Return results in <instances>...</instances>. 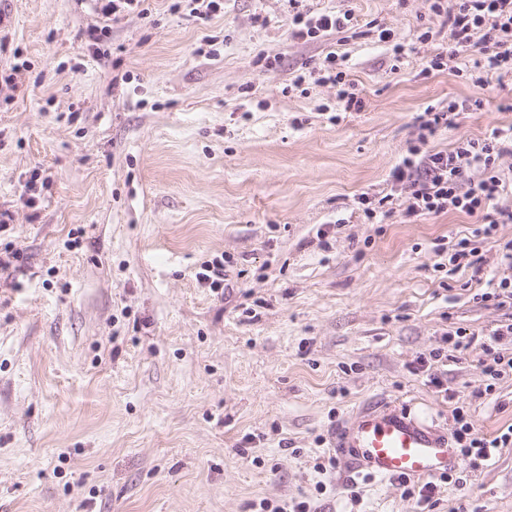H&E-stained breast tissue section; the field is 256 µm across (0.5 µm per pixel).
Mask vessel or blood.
<instances>
[{
	"mask_svg": "<svg viewBox=\"0 0 512 512\" xmlns=\"http://www.w3.org/2000/svg\"><path fill=\"white\" fill-rule=\"evenodd\" d=\"M333 447L349 472L381 481L419 480L458 464L448 435L410 419L393 405L368 408L333 431Z\"/></svg>",
	"mask_w": 512,
	"mask_h": 512,
	"instance_id": "obj_1",
	"label": "vessel or blood"
}]
</instances>
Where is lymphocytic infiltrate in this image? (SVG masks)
<instances>
[{
  "instance_id": "f902f5d3",
  "label": "lymphocytic infiltrate",
  "mask_w": 512,
  "mask_h": 512,
  "mask_svg": "<svg viewBox=\"0 0 512 512\" xmlns=\"http://www.w3.org/2000/svg\"><path fill=\"white\" fill-rule=\"evenodd\" d=\"M431 13L445 15L451 30L453 48L441 52L428 62L427 71H440L448 63L472 48H479L483 62L477 69H458V76L471 78L485 85L492 79L512 74V0H426ZM290 38L315 37L318 33L342 32L351 21L350 13L321 15L311 21L306 17L300 0H288ZM339 87L341 108L358 112L363 100L352 92L347 78L346 59L329 53L299 74L297 83H305L308 75ZM478 99H454L442 111L426 109L420 117L415 143L396 166L392 179L408 193L406 217L463 213L481 219L484 238H495L497 227L512 223V207L502 205L503 197L512 196V175L501 165L504 156L512 155V127L494 129L483 139L461 138L446 151L429 149L428 142L440 124L449 116L481 109ZM453 436L459 453L470 467L476 468L501 449L512 447V431L494 438L476 434L464 413H456Z\"/></svg>"
}]
</instances>
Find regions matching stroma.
I'll return each mask as SVG.
<instances>
[{"label": "stroma", "mask_w": 512, "mask_h": 512, "mask_svg": "<svg viewBox=\"0 0 512 512\" xmlns=\"http://www.w3.org/2000/svg\"><path fill=\"white\" fill-rule=\"evenodd\" d=\"M304 6L351 12L346 33L291 40L287 0L205 20L149 0L117 21L94 0H0V253H17L0 269V512H512V447L429 505L316 467L366 407L446 434L459 409L486 437L512 425V372L485 374L512 322L511 299H482L496 243L461 213L404 219L391 178L426 108L483 102L436 150L512 126V78L422 76L451 45L425 0ZM332 51L364 111L295 84ZM364 192L392 195L385 223H365ZM462 237L479 265L437 253ZM215 263L217 290L196 278Z\"/></svg>", "instance_id": "stroma-1"}]
</instances>
